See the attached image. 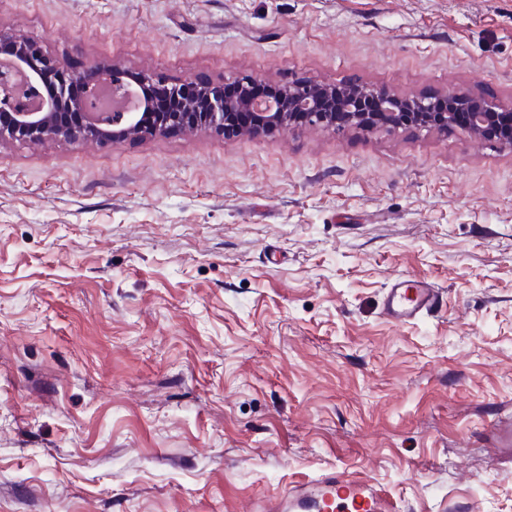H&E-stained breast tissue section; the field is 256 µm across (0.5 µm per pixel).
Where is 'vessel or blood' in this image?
<instances>
[{
    "label": "vessel or blood",
    "instance_id": "obj_1",
    "mask_svg": "<svg viewBox=\"0 0 512 512\" xmlns=\"http://www.w3.org/2000/svg\"><path fill=\"white\" fill-rule=\"evenodd\" d=\"M436 301L437 293L428 281L400 279L387 292L386 312L392 319L406 322ZM268 512H394V506L389 495L371 481L333 471L316 484L292 485Z\"/></svg>",
    "mask_w": 512,
    "mask_h": 512
}]
</instances>
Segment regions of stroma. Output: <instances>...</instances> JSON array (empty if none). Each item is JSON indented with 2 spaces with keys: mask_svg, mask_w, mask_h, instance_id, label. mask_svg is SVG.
<instances>
[{
  "mask_svg": "<svg viewBox=\"0 0 512 512\" xmlns=\"http://www.w3.org/2000/svg\"><path fill=\"white\" fill-rule=\"evenodd\" d=\"M74 66L512 108V0H0ZM438 305L399 323L397 279ZM512 149L301 126L0 145V512H256L336 469L512 512Z\"/></svg>",
  "mask_w": 512,
  "mask_h": 512,
  "instance_id": "1",
  "label": "stroma"
}]
</instances>
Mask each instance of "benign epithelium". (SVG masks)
Returning <instances> with one entry per match:
<instances>
[{
  "label": "benign epithelium",
  "mask_w": 512,
  "mask_h": 512,
  "mask_svg": "<svg viewBox=\"0 0 512 512\" xmlns=\"http://www.w3.org/2000/svg\"><path fill=\"white\" fill-rule=\"evenodd\" d=\"M13 52V61L0 67V142H43L50 139L80 141L92 139L110 143L117 138H141L146 135L183 128L188 132L215 131L229 134L235 125L237 111H250L251 124L237 129L239 136L277 131L292 125L291 117L299 116L307 124L334 129L379 126L417 125L422 130L448 129L455 124V109L464 97L446 93L439 99L397 98L367 87H357L339 97L328 96L329 85L296 83L284 89L278 99H252L243 96L227 100L220 89L203 90L197 97L183 101L181 111H153L151 88L160 82L144 74L132 88L124 79L125 71L114 64L92 63L85 72L72 74L62 58L44 54L35 43L0 28V48ZM48 70L58 73L53 94L43 96L39 86ZM81 86L80 111L72 114L70 85ZM107 84L112 94L133 99L128 109L101 112L97 89ZM376 97L381 111L363 112L360 102ZM343 110L341 121L328 108ZM495 131L502 145L512 149V112H499L491 102L485 109L467 113L461 132L472 139L489 136Z\"/></svg>",
  "instance_id": "obj_1"
}]
</instances>
